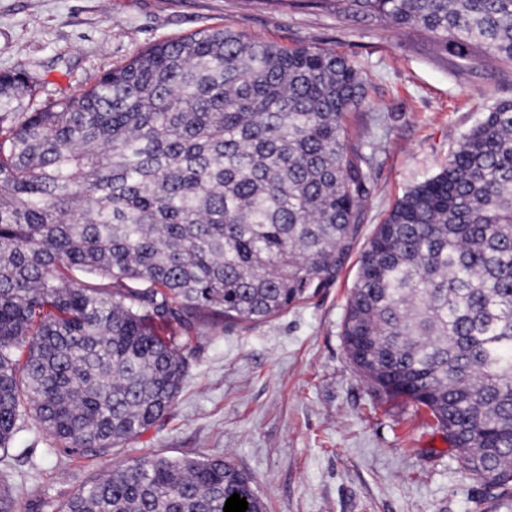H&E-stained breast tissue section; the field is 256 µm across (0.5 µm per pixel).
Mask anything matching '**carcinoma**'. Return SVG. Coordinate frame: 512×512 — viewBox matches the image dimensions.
Instances as JSON below:
<instances>
[{"label": "carcinoma", "instance_id": "cac0c4a2", "mask_svg": "<svg viewBox=\"0 0 512 512\" xmlns=\"http://www.w3.org/2000/svg\"><path fill=\"white\" fill-rule=\"evenodd\" d=\"M426 33L512 70V0H291ZM0 73V456L34 418L110 457L170 412L201 323L332 287L367 195L346 140L358 69L222 28L154 43L44 108ZM378 391L429 410L463 478L512 512V99L408 190L360 254L342 322ZM266 512L222 458L130 457L58 512Z\"/></svg>", "mask_w": 512, "mask_h": 512}]
</instances>
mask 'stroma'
I'll list each match as a JSON object with an SVG mask.
<instances>
[{"label":"stroma","instance_id":"obj_1","mask_svg":"<svg viewBox=\"0 0 512 512\" xmlns=\"http://www.w3.org/2000/svg\"><path fill=\"white\" fill-rule=\"evenodd\" d=\"M212 27L333 49L359 69L364 98L348 114L346 137L370 174L360 250L487 107L512 98V72L462 71L426 37L281 0H0V71L35 76L45 107L80 96L150 44ZM357 268L350 258L335 286L276 318L204 325L170 413L115 460L224 457L267 512H480L485 491L462 479L430 412L376 394L350 363L340 331ZM60 460L26 420L0 459V486L17 512H51L107 465L85 458L64 468Z\"/></svg>","mask_w":512,"mask_h":512}]
</instances>
